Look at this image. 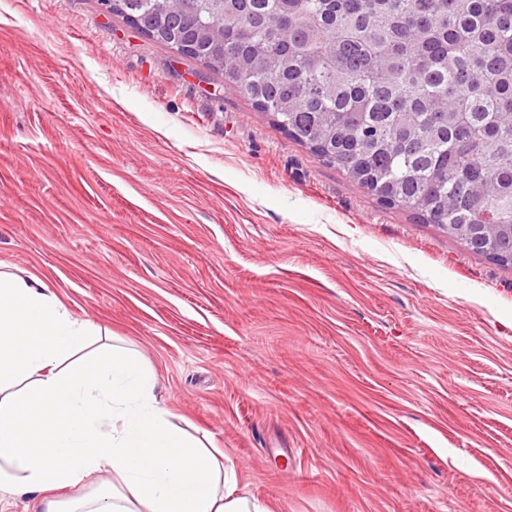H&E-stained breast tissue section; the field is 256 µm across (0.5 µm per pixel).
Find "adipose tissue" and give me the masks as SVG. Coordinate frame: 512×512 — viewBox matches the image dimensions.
Segmentation results:
<instances>
[{
	"mask_svg": "<svg viewBox=\"0 0 512 512\" xmlns=\"http://www.w3.org/2000/svg\"><path fill=\"white\" fill-rule=\"evenodd\" d=\"M96 330L44 282L0 272V502L34 512H270L233 468L173 424L131 351H90ZM94 493L62 497L100 471Z\"/></svg>",
	"mask_w": 512,
	"mask_h": 512,
	"instance_id": "obj_1",
	"label": "adipose tissue"
}]
</instances>
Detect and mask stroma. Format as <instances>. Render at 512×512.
Wrapping results in <instances>:
<instances>
[{"mask_svg": "<svg viewBox=\"0 0 512 512\" xmlns=\"http://www.w3.org/2000/svg\"><path fill=\"white\" fill-rule=\"evenodd\" d=\"M0 270L271 512H512V268L98 0H0Z\"/></svg>", "mask_w": 512, "mask_h": 512, "instance_id": "35a3bbf8", "label": "stroma"}]
</instances>
